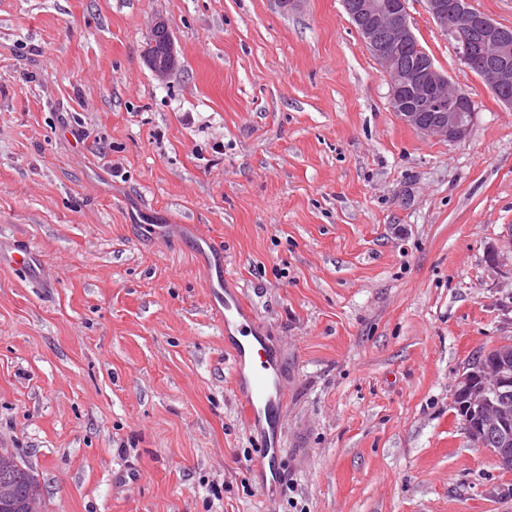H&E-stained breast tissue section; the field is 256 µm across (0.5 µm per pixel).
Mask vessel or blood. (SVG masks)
<instances>
[{
    "instance_id": "vessel-or-blood-1",
    "label": "vessel or blood",
    "mask_w": 512,
    "mask_h": 512,
    "mask_svg": "<svg viewBox=\"0 0 512 512\" xmlns=\"http://www.w3.org/2000/svg\"><path fill=\"white\" fill-rule=\"evenodd\" d=\"M0 265L24 270L33 281L42 276L36 253L19 245L6 253L0 251ZM224 350L232 361L236 397L245 424L263 433V453L257 464L272 465L282 428L279 360L275 349L258 336L239 290L224 297Z\"/></svg>"
}]
</instances>
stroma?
Returning <instances> with one entry per match:
<instances>
[{
  "label": "stroma",
  "instance_id": "stroma-1",
  "mask_svg": "<svg viewBox=\"0 0 512 512\" xmlns=\"http://www.w3.org/2000/svg\"><path fill=\"white\" fill-rule=\"evenodd\" d=\"M408 10L463 142L397 119L342 0H0V237L51 280L0 266V445L43 512H512L453 408L512 336V106ZM198 233L283 353L273 487ZM157 36L162 37L163 48L157 46ZM147 63L152 71L159 76L168 75L176 67L174 44L169 34L168 26L163 20H157L151 26Z\"/></svg>",
  "mask_w": 512,
  "mask_h": 512
}]
</instances>
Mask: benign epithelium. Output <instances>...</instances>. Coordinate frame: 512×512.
<instances>
[{"label":"benign epithelium","mask_w":512,"mask_h":512,"mask_svg":"<svg viewBox=\"0 0 512 512\" xmlns=\"http://www.w3.org/2000/svg\"><path fill=\"white\" fill-rule=\"evenodd\" d=\"M428 12L440 31L455 44L457 59L469 65L468 43L476 30L484 32L482 59L486 83L499 92L512 87V42L499 27L476 11L470 0H426ZM348 17L382 67L389 84V103L405 125L439 140L457 143L471 131L474 100L452 87L448 76L432 61L414 68L400 63L398 49L416 40L407 0H349ZM147 63L159 76L176 67L174 44L163 20L151 26ZM499 352H483L460 372L454 391V408L461 415V429L472 441L488 437L495 447L487 449L498 465L512 471V339L496 345ZM0 500L6 509L41 512V500L31 496L22 502L13 486L0 483Z\"/></svg>","instance_id":"7a95c632"}]
</instances>
